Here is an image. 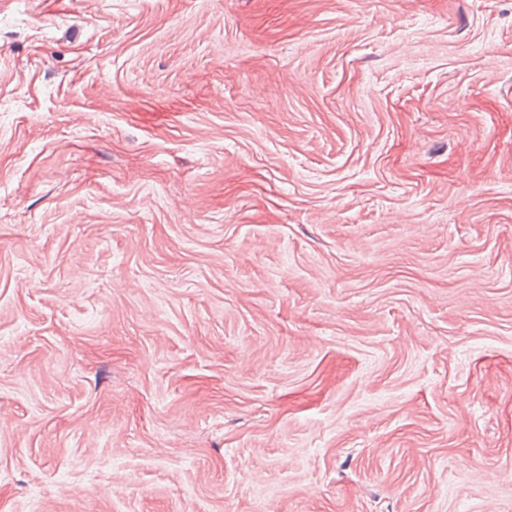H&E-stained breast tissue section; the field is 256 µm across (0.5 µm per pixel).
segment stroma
<instances>
[{"mask_svg":"<svg viewBox=\"0 0 512 512\" xmlns=\"http://www.w3.org/2000/svg\"><path fill=\"white\" fill-rule=\"evenodd\" d=\"M0 512H512V0H0Z\"/></svg>","mask_w":512,"mask_h":512,"instance_id":"stroma-1","label":"stroma"}]
</instances>
